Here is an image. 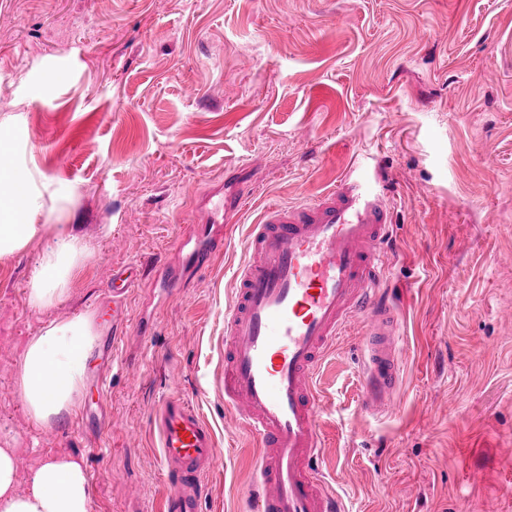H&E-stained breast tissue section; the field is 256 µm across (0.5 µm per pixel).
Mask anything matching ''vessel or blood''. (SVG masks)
I'll return each instance as SVG.
<instances>
[{
    "mask_svg": "<svg viewBox=\"0 0 512 512\" xmlns=\"http://www.w3.org/2000/svg\"><path fill=\"white\" fill-rule=\"evenodd\" d=\"M392 229L383 186L351 174L305 203L268 207L249 227L250 255L224 310L223 389L261 450L255 512H339L310 466L322 446L314 378L337 336L364 324L365 406L388 410L401 376V316L381 295ZM138 283L135 266L114 272L113 305ZM156 424L167 512H198L214 431L178 397L162 400Z\"/></svg>",
    "mask_w": 512,
    "mask_h": 512,
    "instance_id": "1",
    "label": "vessel or blood"
}]
</instances>
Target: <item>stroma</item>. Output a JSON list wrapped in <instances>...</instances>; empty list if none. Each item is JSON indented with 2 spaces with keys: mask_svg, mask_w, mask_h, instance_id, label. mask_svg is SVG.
I'll return each mask as SVG.
<instances>
[{
  "mask_svg": "<svg viewBox=\"0 0 512 512\" xmlns=\"http://www.w3.org/2000/svg\"><path fill=\"white\" fill-rule=\"evenodd\" d=\"M40 194L41 234L0 260V444L15 489L43 460L87 468L91 512H165L159 403L215 430L199 512H248L259 450L224 406V308L270 205L315 198L351 170L380 174L394 225L384 288L404 312L401 387L369 412L362 326L316 377L311 467L342 512H512V0H0V132ZM228 199L226 249L159 288L198 199ZM88 245L65 298L26 289L53 239ZM142 279L111 319L112 271ZM101 332L75 415L42 428L18 381L48 322Z\"/></svg>",
  "mask_w": 512,
  "mask_h": 512,
  "instance_id": "stroma-1",
  "label": "stroma"
}]
</instances>
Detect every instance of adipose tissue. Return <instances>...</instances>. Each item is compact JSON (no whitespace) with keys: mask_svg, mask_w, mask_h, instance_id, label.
<instances>
[{"mask_svg":"<svg viewBox=\"0 0 512 512\" xmlns=\"http://www.w3.org/2000/svg\"><path fill=\"white\" fill-rule=\"evenodd\" d=\"M10 137L0 138V259L22 252L37 239L40 225L29 216L39 196L14 165ZM89 253L76 234L58 236L42 255L27 288L29 304L46 310L58 304ZM98 336L95 317L83 313L49 323L29 341L21 362L20 391L31 419L50 426L71 415L84 392L88 363ZM14 449L0 448V512H90V494L81 463L71 457L44 461L32 473V488L15 491Z\"/></svg>","mask_w":512,"mask_h":512,"instance_id":"1","label":"adipose tissue"}]
</instances>
